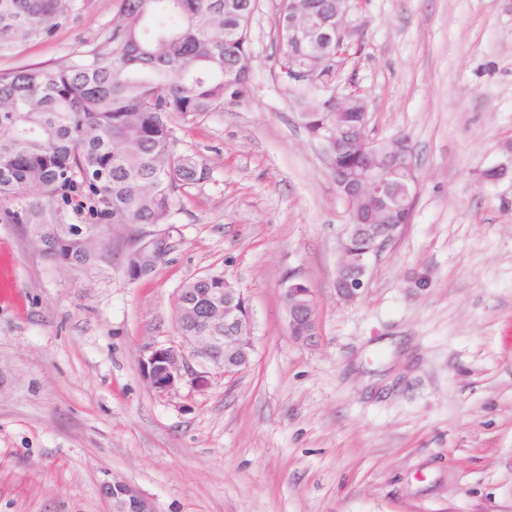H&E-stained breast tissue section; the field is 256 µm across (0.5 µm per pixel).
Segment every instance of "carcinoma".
Returning <instances> with one entry per match:
<instances>
[{"instance_id":"carcinoma-1","label":"carcinoma","mask_w":512,"mask_h":512,"mask_svg":"<svg viewBox=\"0 0 512 512\" xmlns=\"http://www.w3.org/2000/svg\"><path fill=\"white\" fill-rule=\"evenodd\" d=\"M75 0H0V43L49 34ZM247 0H118L106 43L68 64L0 72V223L26 224L51 261L106 258L104 232L171 223L188 189L210 180L204 159L178 147L170 117L188 121L245 101L252 88ZM309 129L336 121L302 101ZM352 137L344 167L377 168ZM224 275L185 285L201 309L177 312L181 335L209 319Z\"/></svg>"}]
</instances>
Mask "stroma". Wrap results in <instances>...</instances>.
I'll return each mask as SVG.
<instances>
[{
    "label": "stroma",
    "instance_id": "1",
    "mask_svg": "<svg viewBox=\"0 0 512 512\" xmlns=\"http://www.w3.org/2000/svg\"><path fill=\"white\" fill-rule=\"evenodd\" d=\"M277 4L252 19L250 97L171 120L212 175L146 275L126 272L127 233L74 269L0 223V512H111L113 480L155 512H512V0H358L336 85L366 97L372 137L410 139L421 190L352 303L335 291L348 204L276 79ZM117 10L77 0L0 44V71L66 64ZM212 273L251 301V362L158 392L140 360L179 343V290ZM291 273L316 296L307 342ZM285 283L284 301L290 336L299 341L311 340L318 329L315 294L294 275H288Z\"/></svg>",
    "mask_w": 512,
    "mask_h": 512
}]
</instances>
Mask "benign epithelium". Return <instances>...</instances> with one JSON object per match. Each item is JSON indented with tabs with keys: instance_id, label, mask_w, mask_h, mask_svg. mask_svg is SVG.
<instances>
[{
	"instance_id": "1",
	"label": "benign epithelium",
	"mask_w": 512,
	"mask_h": 512,
	"mask_svg": "<svg viewBox=\"0 0 512 512\" xmlns=\"http://www.w3.org/2000/svg\"><path fill=\"white\" fill-rule=\"evenodd\" d=\"M343 0H329L323 14L309 15L300 0L288 3V47L301 49L311 44L320 46L326 54L346 43H353L355 27L339 16ZM292 75L286 79L288 86L315 99L332 98L341 106L337 92L329 85L320 84L311 77L310 57L306 54L294 59ZM342 133L340 124H326L315 137L323 153L328 156L332 179L336 191L352 207L363 196L372 203L371 215L362 224H347L345 237L341 241V254L336 270V294L345 301L357 300L363 293L367 276L384 250L394 242L405 228V224L373 223L380 215L392 210H404L413 216L415 202L420 192V181L416 175L414 149L397 147L394 154L398 160L395 167L375 175H356L339 169L334 162V151L338 148ZM161 237H142L137 246L145 262L142 272L150 271L160 260L158 252ZM244 292L233 288L224 280V295H215L212 307L219 315L209 329L200 336H184L182 344L156 347L148 350L141 360L142 372L159 392H167L184 383L195 391L209 384L215 373L232 376L249 364L250 352L238 356L231 349L232 342L240 337L243 323L253 324V311H241L239 298ZM284 301L288 316L290 336L299 341H308L317 334L316 297L312 289L295 276L290 275L284 286ZM222 351L228 356L223 363H216L212 355ZM103 494L112 501V512H154L151 504L133 487L114 481L103 486Z\"/></svg>"
}]
</instances>
